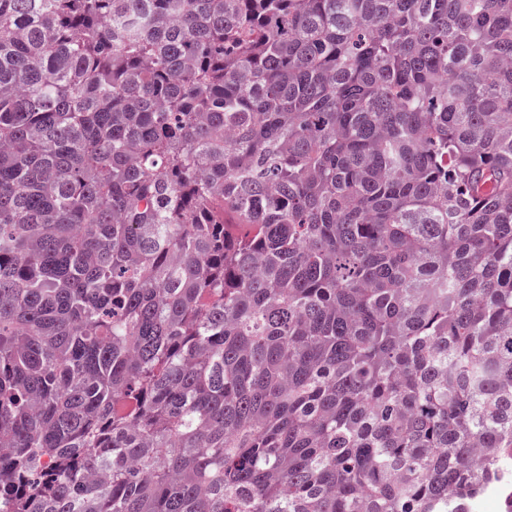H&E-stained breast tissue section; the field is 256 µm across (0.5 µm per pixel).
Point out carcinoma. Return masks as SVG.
Masks as SVG:
<instances>
[{"label": "carcinoma", "instance_id": "cac0c4a2", "mask_svg": "<svg viewBox=\"0 0 512 512\" xmlns=\"http://www.w3.org/2000/svg\"><path fill=\"white\" fill-rule=\"evenodd\" d=\"M512 492V0H0V512Z\"/></svg>", "mask_w": 512, "mask_h": 512}]
</instances>
